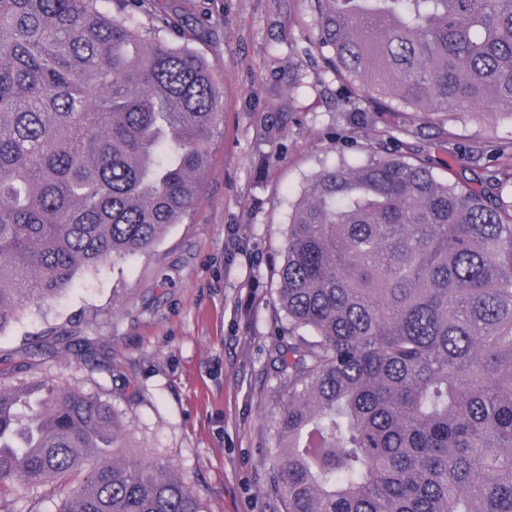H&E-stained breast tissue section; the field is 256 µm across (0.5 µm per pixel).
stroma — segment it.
I'll use <instances>...</instances> for the list:
<instances>
[{"label": "stroma", "mask_w": 512, "mask_h": 512, "mask_svg": "<svg viewBox=\"0 0 512 512\" xmlns=\"http://www.w3.org/2000/svg\"><path fill=\"white\" fill-rule=\"evenodd\" d=\"M154 7L181 16L223 92L222 132L191 216L119 265L79 276L59 298L26 306L0 333V377L46 378L109 400L127 443L173 462L205 512H279L263 462L280 402L276 269L289 217L308 178L364 159L377 133L345 111L344 86L321 67L314 0ZM296 74L304 86L292 95ZM283 110V129L266 139ZM444 126L483 147L487 162L512 139L511 115L475 109L433 117L421 141Z\"/></svg>", "instance_id": "stroma-1"}]
</instances>
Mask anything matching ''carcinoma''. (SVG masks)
Returning <instances> with one entry per match:
<instances>
[{
  "label": "carcinoma",
  "mask_w": 512,
  "mask_h": 512,
  "mask_svg": "<svg viewBox=\"0 0 512 512\" xmlns=\"http://www.w3.org/2000/svg\"><path fill=\"white\" fill-rule=\"evenodd\" d=\"M147 0H0V331L181 224L223 120L212 65ZM349 111L512 114V0H315ZM303 186L277 268L287 327L267 458L280 512H512V140L443 130ZM204 512L112 404L0 382V512ZM59 499V492L50 487L37 491L20 489L14 496L13 508L15 512H55Z\"/></svg>",
  "instance_id": "obj_1"
}]
</instances>
